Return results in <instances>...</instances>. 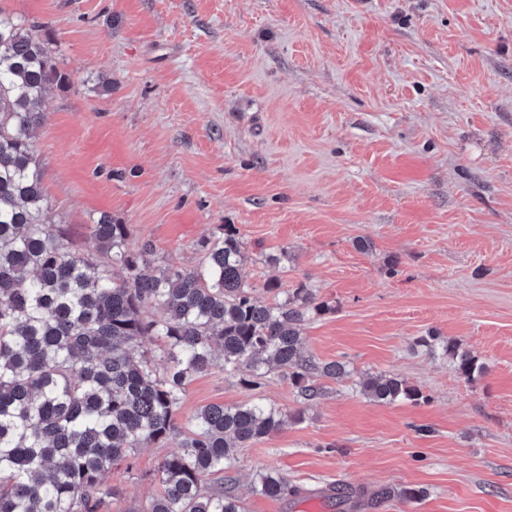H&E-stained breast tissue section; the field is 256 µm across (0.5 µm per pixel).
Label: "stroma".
I'll list each match as a JSON object with an SVG mask.
<instances>
[{
  "instance_id": "stroma-1",
  "label": "stroma",
  "mask_w": 512,
  "mask_h": 512,
  "mask_svg": "<svg viewBox=\"0 0 512 512\" xmlns=\"http://www.w3.org/2000/svg\"><path fill=\"white\" fill-rule=\"evenodd\" d=\"M6 5L71 78L36 132L50 222L82 245L111 214L156 264L188 269L232 225L250 284H304L326 304L302 329L308 353L424 395L380 405L353 377L323 379L302 422L209 484L233 482L246 512H512V0ZM431 333L487 373L461 378L417 345ZM254 398L298 407L279 374L250 389L214 369L179 420ZM168 453L112 467L99 512L151 494ZM263 469L300 496L255 492ZM338 485L356 497L336 505Z\"/></svg>"
}]
</instances>
